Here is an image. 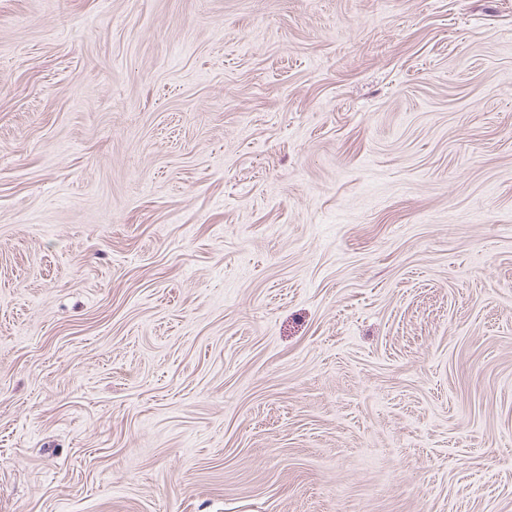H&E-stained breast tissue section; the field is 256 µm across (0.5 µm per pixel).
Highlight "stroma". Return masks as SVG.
<instances>
[{
    "label": "stroma",
    "instance_id": "35a3bbf8",
    "mask_svg": "<svg viewBox=\"0 0 512 512\" xmlns=\"http://www.w3.org/2000/svg\"><path fill=\"white\" fill-rule=\"evenodd\" d=\"M0 512H512V0H0Z\"/></svg>",
    "mask_w": 512,
    "mask_h": 512
}]
</instances>
